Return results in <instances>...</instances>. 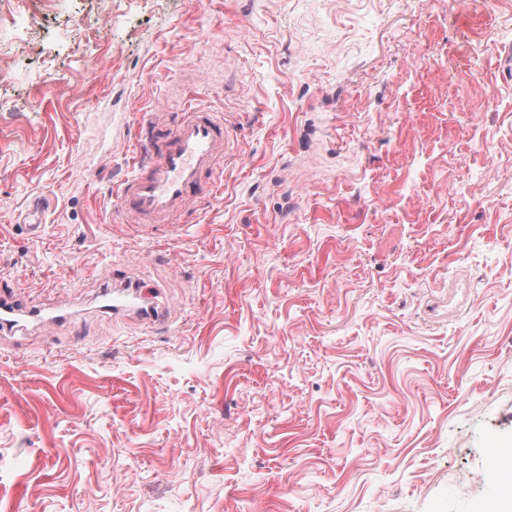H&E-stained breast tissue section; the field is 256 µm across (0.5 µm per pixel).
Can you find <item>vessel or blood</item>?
I'll return each mask as SVG.
<instances>
[{
  "label": "vessel or blood",
  "instance_id": "vessel-or-blood-1",
  "mask_svg": "<svg viewBox=\"0 0 512 512\" xmlns=\"http://www.w3.org/2000/svg\"><path fill=\"white\" fill-rule=\"evenodd\" d=\"M229 148L222 113L194 106L168 126L147 118L141 132L137 168L120 186L121 210L137 224H168L193 204L214 193L219 159ZM105 310L138 316L146 324L165 323L162 310L146 303L134 282L113 289ZM25 319L46 322L42 311L0 298V327L11 329Z\"/></svg>",
  "mask_w": 512,
  "mask_h": 512
}]
</instances>
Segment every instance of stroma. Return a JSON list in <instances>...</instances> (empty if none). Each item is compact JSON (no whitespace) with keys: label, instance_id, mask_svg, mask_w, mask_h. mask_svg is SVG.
Returning <instances> with one entry per match:
<instances>
[{"label":"stroma","instance_id":"obj_1","mask_svg":"<svg viewBox=\"0 0 512 512\" xmlns=\"http://www.w3.org/2000/svg\"><path fill=\"white\" fill-rule=\"evenodd\" d=\"M0 512H488L512 448V0H0ZM497 99L486 103L487 88ZM222 112L181 229L113 192ZM168 305L99 307L109 271ZM28 306H23L14 299H6L1 295L0 298V326L1 331L18 327L23 319H32L41 323L54 322L59 316H46L41 310H35ZM0 331V332H1Z\"/></svg>","mask_w":512,"mask_h":512}]
</instances>
